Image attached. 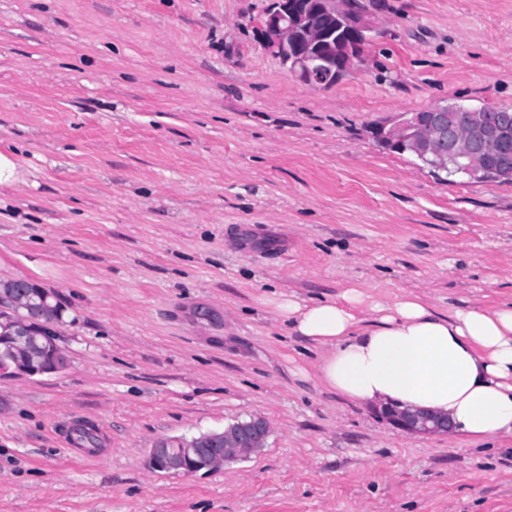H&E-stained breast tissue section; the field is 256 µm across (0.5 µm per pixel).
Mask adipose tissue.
<instances>
[{
	"label": "adipose tissue",
	"mask_w": 512,
	"mask_h": 512,
	"mask_svg": "<svg viewBox=\"0 0 512 512\" xmlns=\"http://www.w3.org/2000/svg\"><path fill=\"white\" fill-rule=\"evenodd\" d=\"M358 289L341 300H282L294 331L322 347L320 379L352 402L447 414L453 433L512 437V304L442 316L419 296L354 313Z\"/></svg>",
	"instance_id": "adipose-tissue-1"
}]
</instances>
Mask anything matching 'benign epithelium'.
<instances>
[{
	"label": "benign epithelium",
	"mask_w": 512,
	"mask_h": 512,
	"mask_svg": "<svg viewBox=\"0 0 512 512\" xmlns=\"http://www.w3.org/2000/svg\"><path fill=\"white\" fill-rule=\"evenodd\" d=\"M322 11L313 12L307 0H271L260 24L264 48L279 58L289 72L303 82L324 88L336 84L348 62L336 56V39L322 15L340 16L346 33L353 35L373 26L351 8L349 0H322ZM456 117L438 106L426 112L400 114L375 130L386 146L404 145L419 158L431 157L436 170L453 163L470 179L480 181L497 166L512 167V117L493 118L487 109L459 106ZM56 321L51 295L42 291L38 300L24 292L0 295V326L7 329L0 339V373L19 375L60 373L68 360L55 343L50 325ZM381 415L390 424L417 434L448 432V416L431 410L384 408ZM269 424L261 417L240 421L222 431L186 437H163L149 455L153 470L195 474L243 459L262 448Z\"/></svg>",
	"instance_id": "benign-epithelium-1"
}]
</instances>
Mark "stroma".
<instances>
[{
    "label": "stroma",
    "instance_id": "stroma-1",
    "mask_svg": "<svg viewBox=\"0 0 512 512\" xmlns=\"http://www.w3.org/2000/svg\"><path fill=\"white\" fill-rule=\"evenodd\" d=\"M334 86L263 48L269 0H0V282L51 292L69 365L0 375V512H512V437L419 435L325 387L282 299L512 303V183H450L375 130L512 105V0H353ZM249 459L155 472L250 416ZM99 444L73 441L78 425Z\"/></svg>",
    "mask_w": 512,
    "mask_h": 512
}]
</instances>
